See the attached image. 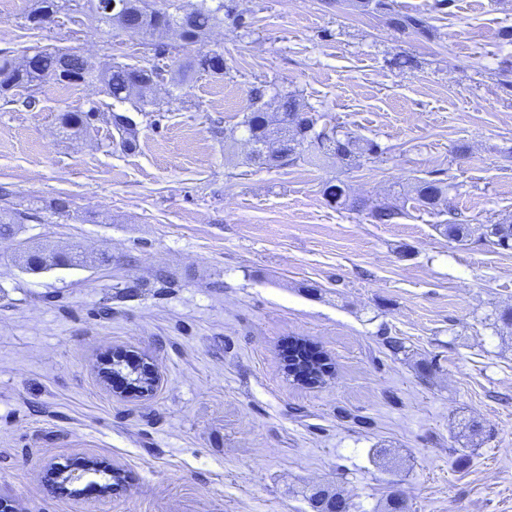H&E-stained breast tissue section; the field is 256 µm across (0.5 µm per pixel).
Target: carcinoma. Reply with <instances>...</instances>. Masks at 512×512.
Returning a JSON list of instances; mask_svg holds the SVG:
<instances>
[{"label":"carcinoma","mask_w":512,"mask_h":512,"mask_svg":"<svg viewBox=\"0 0 512 512\" xmlns=\"http://www.w3.org/2000/svg\"><path fill=\"white\" fill-rule=\"evenodd\" d=\"M123 7L108 13L101 6V0H30L24 13L25 24L30 29L41 28L47 17L55 14H77L87 18L91 26L127 30L148 41L155 56L173 53L177 46L161 40L165 33H174L180 47H196L194 54L179 65L172 73L171 80L181 82L193 75H224V57L211 49L204 48L210 30L229 19L232 23L250 33L251 22L244 13L237 11L235 0H181L170 4L172 10L156 8L152 0H120ZM355 7L366 13H383L387 22L399 31H413L423 36L432 35L433 25L424 15L404 14L394 10L389 0H355ZM164 79V70L157 67H136L112 60L93 63L82 54L71 49H40L37 64L33 67L15 62L8 57H0V98L9 100L15 88L24 86L30 89L24 103L30 107L36 103V93L43 83L53 80L67 84L98 82L112 103L105 106L97 100L88 101V107L78 111H64L57 116L58 128L64 135H85L94 137L97 129L88 120L89 115H100L103 108L110 109L115 130L112 139L104 140L107 147L117 146L123 151L137 148L136 124L132 117L119 119L120 106L129 103L136 112L161 111L162 103L154 95V87ZM276 109L279 122L272 125L267 120V112ZM319 118L306 110L298 95L293 92L269 94L265 81L254 82L248 89L247 105L240 126L247 140L259 151L267 152V168L278 169L293 166L299 162L309 165L319 161V155L307 153V148L316 145L324 154H332L353 164L362 157H373L379 152V145L363 139L349 131H338L331 138L325 130H317ZM453 185L441 179H422L413 187L414 208L436 215H448V221L436 225V229L448 239L464 243L476 228L451 206L448 193ZM324 199L330 207L346 210H360L363 201L350 198L344 183L327 184L323 189ZM370 215L379 224H391L404 215L403 209L393 204H380L372 207ZM28 218V213L11 206L0 207V236H13L16 226ZM481 238L493 248L512 250V224L498 223L494 231L487 232V225H479ZM112 256L102 253L89 257L78 251H62L45 254L30 251L25 258V270L36 273L52 266L92 267L107 265ZM327 358L318 353L294 365V371L317 382L328 372ZM309 500L316 512H351L353 505L340 493H332L324 488L312 489Z\"/></svg>","instance_id":"carcinoma-1"}]
</instances>
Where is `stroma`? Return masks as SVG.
<instances>
[{
    "label": "stroma",
    "mask_w": 512,
    "mask_h": 512,
    "mask_svg": "<svg viewBox=\"0 0 512 512\" xmlns=\"http://www.w3.org/2000/svg\"><path fill=\"white\" fill-rule=\"evenodd\" d=\"M236 3L251 34L227 22L205 42L223 76L158 88L169 109L135 114V151L59 136L58 113L101 99L99 85L47 82L32 108L0 99V188L31 213L17 238L0 236V499L17 512H314L321 486L355 512H380L394 489L410 512H512V330L493 326L512 306V250L448 240L409 198L441 168L463 218L512 221V88L497 77L512 61V0L441 12L393 0L431 17L429 39L350 0ZM26 5L0 0V53L154 62L135 34L27 29ZM398 54L415 68L392 67ZM258 78L382 155L247 164L240 121ZM329 182L406 215L376 224L331 208ZM20 239L112 263L31 273L14 260ZM291 337L325 353L322 383L288 376ZM115 348L148 354L151 395L103 383ZM70 460L121 468L125 482L48 489L45 468Z\"/></svg>",
    "instance_id": "stroma-1"
}]
</instances>
